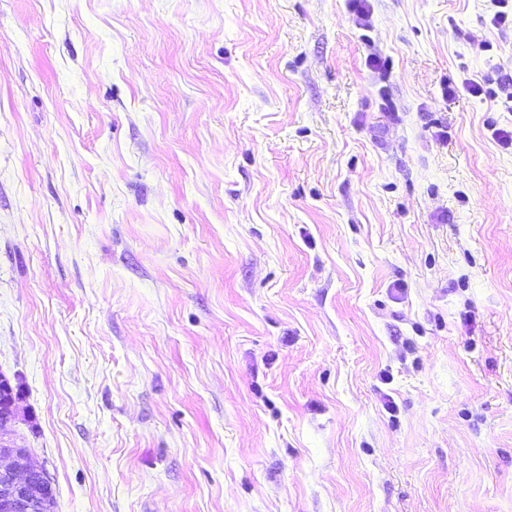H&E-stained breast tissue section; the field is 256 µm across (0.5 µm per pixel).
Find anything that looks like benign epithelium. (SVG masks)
I'll return each instance as SVG.
<instances>
[{"label": "benign epithelium", "instance_id": "benign-epithelium-1", "mask_svg": "<svg viewBox=\"0 0 512 512\" xmlns=\"http://www.w3.org/2000/svg\"><path fill=\"white\" fill-rule=\"evenodd\" d=\"M19 400V387L0 373V512H51L48 472L11 438Z\"/></svg>", "mask_w": 512, "mask_h": 512}]
</instances>
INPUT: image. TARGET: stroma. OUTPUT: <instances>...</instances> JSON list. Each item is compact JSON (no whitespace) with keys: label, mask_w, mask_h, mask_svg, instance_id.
<instances>
[{"label":"stroma","mask_w":512,"mask_h":512,"mask_svg":"<svg viewBox=\"0 0 512 512\" xmlns=\"http://www.w3.org/2000/svg\"><path fill=\"white\" fill-rule=\"evenodd\" d=\"M505 132L512 0H0L54 512H512Z\"/></svg>","instance_id":"obj_1"}]
</instances>
